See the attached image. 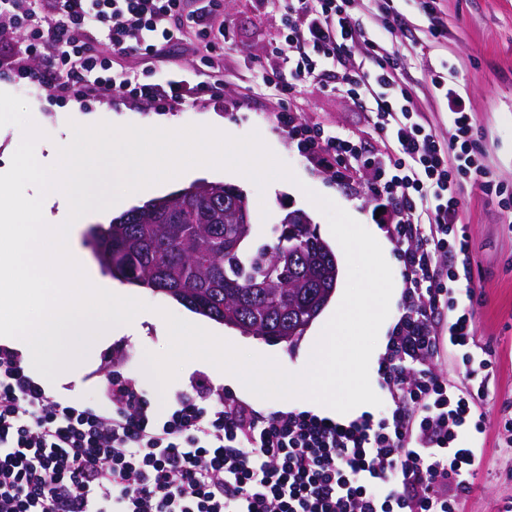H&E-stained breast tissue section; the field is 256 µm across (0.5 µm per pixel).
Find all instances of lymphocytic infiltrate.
Here are the masks:
<instances>
[{
    "label": "lymphocytic infiltrate",
    "instance_id": "lymphocytic-infiltrate-1",
    "mask_svg": "<svg viewBox=\"0 0 512 512\" xmlns=\"http://www.w3.org/2000/svg\"><path fill=\"white\" fill-rule=\"evenodd\" d=\"M349 0H283L288 69L295 83L320 81L327 67L347 92L372 97L379 128L396 156L376 168V194L392 202L390 232L404 263L403 313L378 366L391 405L340 422L310 411L264 413L206 394L180 396L158 415L132 381L113 378L101 405L48 394L21 355L0 346V512H459L479 458L468 435L486 418L474 403L493 370L474 339L478 297L460 286L455 265L469 266V236L459 224L462 184L488 194L473 137V115L445 90L447 139L421 123L407 92H395L393 68L374 77L342 66L345 50L366 38L352 24ZM15 27L30 30L29 53L41 69L16 61L13 76L88 101L107 95L164 106L190 99L189 81L135 80L127 57L161 53L178 20L198 29L207 57L220 55L204 16L184 17L183 0H0ZM53 22L43 41L38 19ZM105 34L111 57L87 34ZM319 163H361L352 141L303 130ZM447 312L435 331L432 320ZM461 354L451 383L433 368L442 347Z\"/></svg>",
    "mask_w": 512,
    "mask_h": 512
}]
</instances>
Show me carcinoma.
Returning a JSON list of instances; mask_svg holds the SVG:
<instances>
[{
	"mask_svg": "<svg viewBox=\"0 0 512 512\" xmlns=\"http://www.w3.org/2000/svg\"><path fill=\"white\" fill-rule=\"evenodd\" d=\"M238 188L197 182L133 207L93 235L113 278L270 342L295 343L333 296L336 254L306 224H282L271 243L253 245L255 225ZM288 262V280L278 264Z\"/></svg>",
	"mask_w": 512,
	"mask_h": 512,
	"instance_id": "obj_1",
	"label": "carcinoma"
}]
</instances>
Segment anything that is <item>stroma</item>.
<instances>
[{
    "mask_svg": "<svg viewBox=\"0 0 512 512\" xmlns=\"http://www.w3.org/2000/svg\"><path fill=\"white\" fill-rule=\"evenodd\" d=\"M380 2L351 0L352 22L365 28L371 41L383 47L385 57L396 64L397 79L410 92L425 123L440 132L448 127V102L433 88L432 76H442L464 97L490 177L504 191L499 198L468 182L462 188L461 222L469 234L472 283L480 298L475 341L489 351L493 371L477 402L488 417L484 433L475 437L482 460L475 466L469 479L471 490L460 506L461 512H504L512 504V450L503 447L505 434L498 425L504 405L512 406V204H503L504 199L512 201V0H392L390 13L398 17L392 27L385 22ZM222 3L217 13L224 22V53L219 58L222 87H214L213 73L192 38L170 44L161 56L123 61L124 67L147 82L161 83L173 72H184L198 87L194 98L184 104L160 108L143 101L103 97L77 111L55 92L15 81L7 74V65L24 57L27 42L4 15H0V90L23 97L35 123L52 139L66 138L70 122L96 116L115 125L137 126L160 117L175 129L209 125L236 137L258 132L291 168L295 181L277 179L261 191L235 172L217 173L212 180L246 194L252 221L265 240L273 239L275 225L287 212L301 210L311 218L318 235L335 244L326 217L304 194L309 188L332 199L381 242L393 281L402 284L404 266L389 233L390 224L376 217L379 201L372 190L373 163L383 160L391 149L374 123V100L349 97L332 72L323 81L293 85L285 95L266 87L257 79L262 69H275L282 82L291 80L282 49L285 30L279 0ZM282 112L325 133L350 138L364 156L372 158V165L320 166L299 147L292 130L279 122ZM224 337L239 348L275 358L287 371L304 367L301 344L269 343L229 327ZM167 344V337L152 328L139 340L113 339L96 359L83 365L78 376L46 383L45 389L52 395H71L95 404L117 375L135 382L155 407L174 404L198 377L209 382L214 398L229 393L214 365L194 359L182 367L165 394H158L141 365L145 352H162Z\"/></svg>",
    "mask_w": 512,
    "mask_h": 512,
    "instance_id": "stroma-1",
    "label": "stroma"
}]
</instances>
